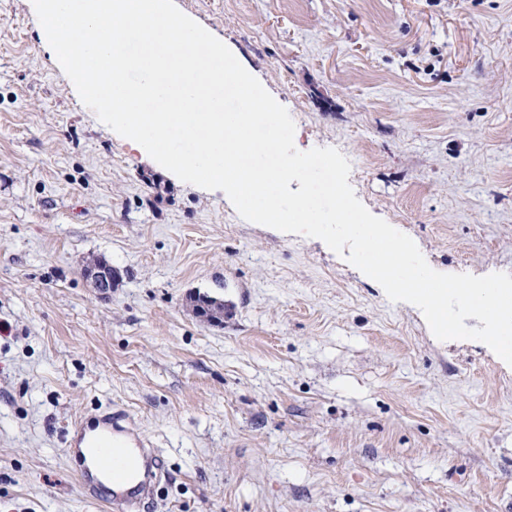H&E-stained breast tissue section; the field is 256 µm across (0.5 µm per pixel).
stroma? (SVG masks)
Listing matches in <instances>:
<instances>
[{
	"mask_svg": "<svg viewBox=\"0 0 512 512\" xmlns=\"http://www.w3.org/2000/svg\"><path fill=\"white\" fill-rule=\"evenodd\" d=\"M175 3L431 268L512 274V0ZM39 27L0 0V512H104L64 445L100 406L162 454L142 512H512V367L132 148Z\"/></svg>",
	"mask_w": 512,
	"mask_h": 512,
	"instance_id": "stroma-1",
	"label": "stroma"
}]
</instances>
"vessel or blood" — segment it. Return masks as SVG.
I'll use <instances>...</instances> for the list:
<instances>
[{"instance_id": "1", "label": "vessel or blood", "mask_w": 512, "mask_h": 512, "mask_svg": "<svg viewBox=\"0 0 512 512\" xmlns=\"http://www.w3.org/2000/svg\"><path fill=\"white\" fill-rule=\"evenodd\" d=\"M123 418V413L107 409L78 422L70 444L96 449L97 468L113 480L107 493L97 478L82 471L79 485L85 499L105 503L110 512H140L145 501L153 497L154 481L164 476L165 468L152 443L124 430Z\"/></svg>"}]
</instances>
